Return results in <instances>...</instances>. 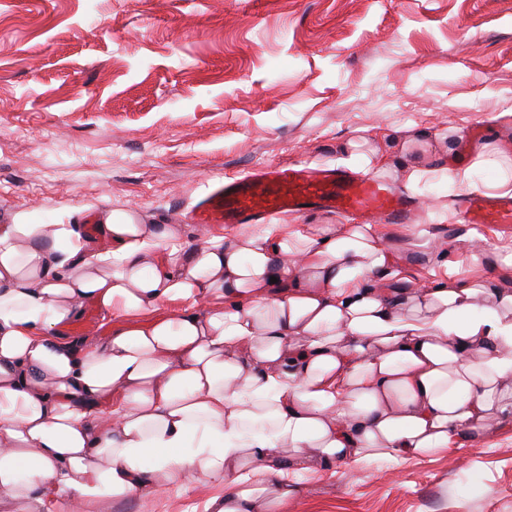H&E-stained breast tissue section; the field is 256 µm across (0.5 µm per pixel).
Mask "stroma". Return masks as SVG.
Masks as SVG:
<instances>
[{
  "label": "stroma",
  "instance_id": "35a3bbf8",
  "mask_svg": "<svg viewBox=\"0 0 512 512\" xmlns=\"http://www.w3.org/2000/svg\"><path fill=\"white\" fill-rule=\"evenodd\" d=\"M461 128L454 152L439 150ZM425 134L415 223L452 245L512 250V226L461 223L440 171L512 138V0H0V222L101 210L204 231L187 213L218 178L335 166L353 138L390 152ZM285 512H512V422L408 460L298 477ZM211 487L112 512H205Z\"/></svg>",
  "mask_w": 512,
  "mask_h": 512
}]
</instances>
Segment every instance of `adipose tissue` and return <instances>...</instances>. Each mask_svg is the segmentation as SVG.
<instances>
[{
    "instance_id": "obj_1",
    "label": "adipose tissue",
    "mask_w": 512,
    "mask_h": 512,
    "mask_svg": "<svg viewBox=\"0 0 512 512\" xmlns=\"http://www.w3.org/2000/svg\"><path fill=\"white\" fill-rule=\"evenodd\" d=\"M98 229L0 224V512L192 481L209 512H283L293 473L512 421V288L484 274L416 280L372 224ZM87 302L121 325L68 336Z\"/></svg>"
}]
</instances>
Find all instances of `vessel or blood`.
I'll list each match as a JSON object with an SVG mask.
<instances>
[{
	"instance_id": "obj_1",
	"label": "vessel or blood",
	"mask_w": 512,
	"mask_h": 512,
	"mask_svg": "<svg viewBox=\"0 0 512 512\" xmlns=\"http://www.w3.org/2000/svg\"><path fill=\"white\" fill-rule=\"evenodd\" d=\"M454 207L466 224H512V196L463 194ZM313 208L365 222L407 224L417 204L409 193L386 191L372 176L295 162L266 165L243 178L213 183L188 218L207 228L255 224L273 214L301 215Z\"/></svg>"
}]
</instances>
